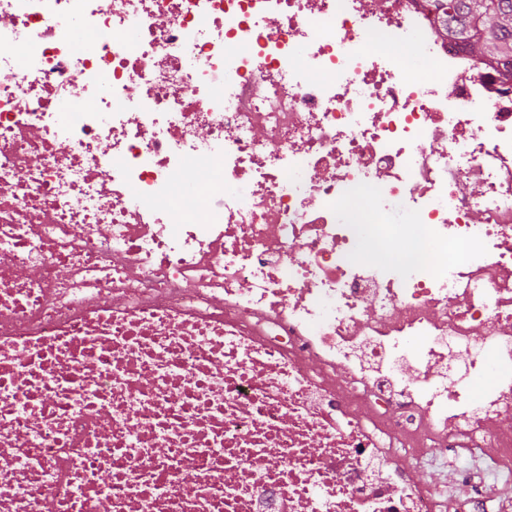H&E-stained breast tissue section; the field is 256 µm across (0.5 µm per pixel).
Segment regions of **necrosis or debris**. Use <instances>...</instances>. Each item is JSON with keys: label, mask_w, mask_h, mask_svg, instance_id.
I'll list each match as a JSON object with an SVG mask.
<instances>
[{"label": "necrosis or debris", "mask_w": 512, "mask_h": 512, "mask_svg": "<svg viewBox=\"0 0 512 512\" xmlns=\"http://www.w3.org/2000/svg\"><path fill=\"white\" fill-rule=\"evenodd\" d=\"M400 448L512 483L506 66L418 0H0V512H447Z\"/></svg>", "instance_id": "1"}]
</instances>
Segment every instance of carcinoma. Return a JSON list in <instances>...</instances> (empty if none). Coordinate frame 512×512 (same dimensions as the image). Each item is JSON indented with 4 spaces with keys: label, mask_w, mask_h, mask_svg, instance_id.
Masks as SVG:
<instances>
[{
    "label": "carcinoma",
    "mask_w": 512,
    "mask_h": 512,
    "mask_svg": "<svg viewBox=\"0 0 512 512\" xmlns=\"http://www.w3.org/2000/svg\"><path fill=\"white\" fill-rule=\"evenodd\" d=\"M477 63L512 60V0H432Z\"/></svg>",
    "instance_id": "carcinoma-1"
}]
</instances>
